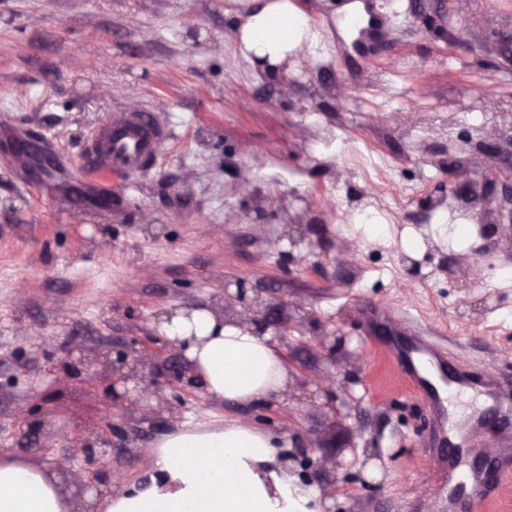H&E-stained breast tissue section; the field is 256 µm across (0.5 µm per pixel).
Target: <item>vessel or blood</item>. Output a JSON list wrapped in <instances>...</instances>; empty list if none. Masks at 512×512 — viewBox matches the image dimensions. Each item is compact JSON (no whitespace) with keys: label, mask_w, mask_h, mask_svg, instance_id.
<instances>
[{"label":"vessel or blood","mask_w":512,"mask_h":512,"mask_svg":"<svg viewBox=\"0 0 512 512\" xmlns=\"http://www.w3.org/2000/svg\"><path fill=\"white\" fill-rule=\"evenodd\" d=\"M168 138V130L152 113L124 107L113 111L88 136L85 155L94 171L135 174L154 167ZM402 370L409 392L427 408L432 435L424 447L432 461V474L447 488L443 512H512V384L485 379L476 384L470 368L454 362L447 346L435 337L414 332L409 336H383L379 339ZM452 368L447 392L432 387L423 367ZM482 386L497 414L498 463L494 473L478 468L462 469L460 448L476 449L485 428L480 415L448 416V392L462 393Z\"/></svg>","instance_id":"1"}]
</instances>
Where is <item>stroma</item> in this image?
<instances>
[{
	"instance_id": "obj_1",
	"label": "stroma",
	"mask_w": 512,
	"mask_h": 512,
	"mask_svg": "<svg viewBox=\"0 0 512 512\" xmlns=\"http://www.w3.org/2000/svg\"><path fill=\"white\" fill-rule=\"evenodd\" d=\"M344 2L304 0L320 42L269 79L230 42L243 0H0V148L51 162L25 184L0 160V455L67 501L148 484L139 451L175 419L247 417L322 512H439L427 412L359 310L512 375V0H376L366 58L337 54ZM126 106L170 131L156 168L62 210L88 132ZM256 300L290 392L211 402L156 320L246 324ZM121 352L182 371L155 386L166 409L113 371Z\"/></svg>"
}]
</instances>
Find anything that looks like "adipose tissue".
<instances>
[{"instance_id":"1","label":"adipose tissue","mask_w":512,"mask_h":512,"mask_svg":"<svg viewBox=\"0 0 512 512\" xmlns=\"http://www.w3.org/2000/svg\"><path fill=\"white\" fill-rule=\"evenodd\" d=\"M233 42L251 66L275 77L317 35L296 0H247ZM164 339L187 359L215 402L256 405L288 392V364L269 334L206 309H177L160 321ZM272 432L249 419L177 421L141 451L150 484L112 488L100 512H321V495L298 486L276 461ZM0 512H70L52 473L0 457Z\"/></svg>"}]
</instances>
